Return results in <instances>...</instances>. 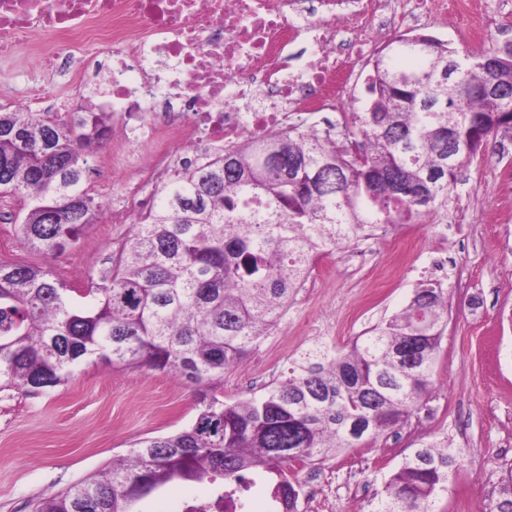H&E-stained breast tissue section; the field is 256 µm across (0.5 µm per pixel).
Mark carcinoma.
<instances>
[{
    "label": "carcinoma",
    "instance_id": "carcinoma-1",
    "mask_svg": "<svg viewBox=\"0 0 512 512\" xmlns=\"http://www.w3.org/2000/svg\"><path fill=\"white\" fill-rule=\"evenodd\" d=\"M365 91L342 142L277 130L183 168L111 269L78 289L84 303L48 267L0 263V392L59 386L97 356L174 373L198 409L189 427L138 440L33 512H140L180 481L218 484L228 499L253 475L268 482L274 512H299L296 466L360 448L426 404L448 305L425 284L348 348L315 345L263 395L224 401V371L270 334L325 247L412 221L489 138L512 139V41L473 56L427 36L398 39ZM110 121L0 112V191L23 198L25 246L60 253L96 223L101 205L84 183ZM454 463L445 442L415 449L376 512H428ZM489 512H512V471Z\"/></svg>",
    "mask_w": 512,
    "mask_h": 512
}]
</instances>
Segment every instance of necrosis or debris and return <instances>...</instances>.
I'll list each match as a JSON object with an SVG mask.
<instances>
[{
    "mask_svg": "<svg viewBox=\"0 0 512 512\" xmlns=\"http://www.w3.org/2000/svg\"><path fill=\"white\" fill-rule=\"evenodd\" d=\"M487 13V0H0V59L70 69L83 99L111 111L112 166L130 174L111 221L134 224L142 193L183 161L273 129L309 132L359 103L381 45L425 30L481 43Z\"/></svg>",
    "mask_w": 512,
    "mask_h": 512,
    "instance_id": "1",
    "label": "necrosis or debris"
}]
</instances>
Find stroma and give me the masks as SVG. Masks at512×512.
<instances>
[{
  "label": "stroma",
  "mask_w": 512,
  "mask_h": 512,
  "mask_svg": "<svg viewBox=\"0 0 512 512\" xmlns=\"http://www.w3.org/2000/svg\"><path fill=\"white\" fill-rule=\"evenodd\" d=\"M37 86L41 112L66 115L77 96L60 100L61 86L48 83L28 63H0V110L29 105L25 90ZM86 186L101 202L96 224L64 253L51 256L23 247L22 204L0 194V262L47 265L68 287L106 269L130 227L109 223L112 199L125 175L90 160ZM512 182V140L489 139L471 164L462 166L448 195L420 220L419 244L408 255L397 249L404 225L372 243V262L357 271L340 264V250L319 256L321 284L304 288L288 306L287 319L241 363L224 374V399L262 395L291 362L317 344L341 350L382 318L400 312L414 289L430 283L445 292L450 312L434 367L436 389L426 406L404 426L376 443L352 448L320 468L333 512H360L377 501L387 479L415 448L447 441L456 456L444 491L431 512H485L512 470V243L494 223L495 188ZM481 200L468 223L438 224L457 200ZM447 250L455 263L447 276L432 273L429 256ZM196 415L192 391L176 375L109 365L90 358L65 384L39 395L0 392V512H32L38 498L60 492L98 472L113 456L127 453L142 437L188 426ZM216 485L177 482L151 497L146 512H183L190 501L215 496Z\"/></svg>",
  "instance_id": "stroma-1"
}]
</instances>
